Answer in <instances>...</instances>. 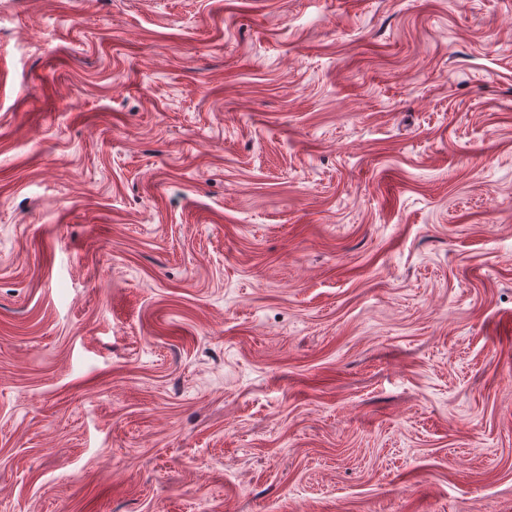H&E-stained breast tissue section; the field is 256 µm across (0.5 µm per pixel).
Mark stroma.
Wrapping results in <instances>:
<instances>
[{"mask_svg":"<svg viewBox=\"0 0 512 512\" xmlns=\"http://www.w3.org/2000/svg\"><path fill=\"white\" fill-rule=\"evenodd\" d=\"M0 512H512V0H0Z\"/></svg>","mask_w":512,"mask_h":512,"instance_id":"obj_1","label":"stroma"}]
</instances>
